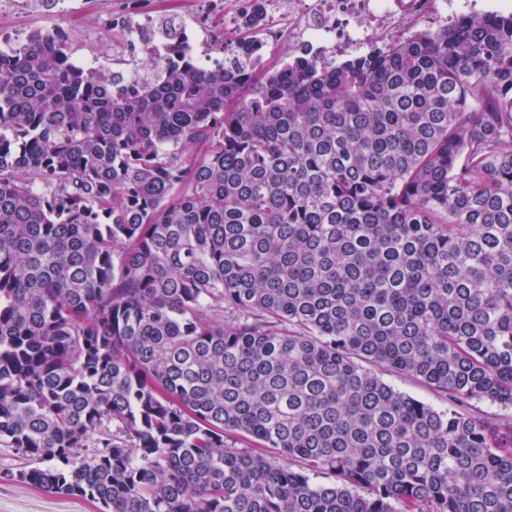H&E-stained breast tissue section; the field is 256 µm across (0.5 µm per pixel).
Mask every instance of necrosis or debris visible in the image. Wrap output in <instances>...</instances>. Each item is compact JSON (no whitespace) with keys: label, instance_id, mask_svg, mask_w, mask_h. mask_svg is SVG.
Returning <instances> with one entry per match:
<instances>
[{"label":"necrosis or debris","instance_id":"obj_1","mask_svg":"<svg viewBox=\"0 0 512 512\" xmlns=\"http://www.w3.org/2000/svg\"><path fill=\"white\" fill-rule=\"evenodd\" d=\"M256 8L263 13L264 46L284 36L310 51L319 65L331 67L345 54L384 46L423 28L435 31L465 15L512 13V0H243L241 7L226 11L225 44L219 48L209 47L206 31L193 18L137 10L123 19L126 38L141 47L129 62L128 80L153 82L160 64L185 54L204 69L239 65L227 46Z\"/></svg>","mask_w":512,"mask_h":512}]
</instances>
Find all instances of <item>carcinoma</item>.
Masks as SVG:
<instances>
[{"mask_svg":"<svg viewBox=\"0 0 512 512\" xmlns=\"http://www.w3.org/2000/svg\"><path fill=\"white\" fill-rule=\"evenodd\" d=\"M239 54L143 85L50 32L0 57L10 477L99 512H512V418L476 407L512 408V15ZM383 378L397 390L406 395L432 404L440 409L447 407V405H445L436 394L411 378L391 374L384 375Z\"/></svg>","mask_w":512,"mask_h":512,"instance_id":"obj_1","label":"carcinoma"}]
</instances>
